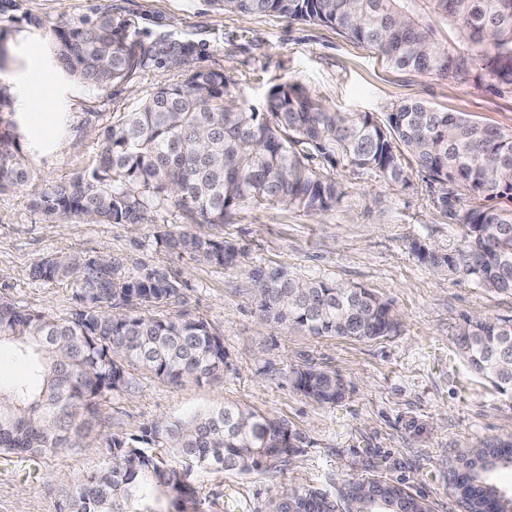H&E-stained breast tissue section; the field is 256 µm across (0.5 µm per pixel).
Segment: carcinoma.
Listing matches in <instances>:
<instances>
[{"label": "carcinoma", "instance_id": "obj_1", "mask_svg": "<svg viewBox=\"0 0 512 512\" xmlns=\"http://www.w3.org/2000/svg\"><path fill=\"white\" fill-rule=\"evenodd\" d=\"M207 2L246 15L335 27L398 70L462 81L488 78L512 87V0ZM420 2L447 21L456 40L443 44L435 38L417 13ZM52 39L69 76L102 88L126 80L152 57L127 41L110 14L56 26ZM191 54L189 45L180 51L182 81L159 86L138 110L100 132V152L89 172L45 186L31 207L51 220L104 224H154L171 207L194 224L213 225L241 206L324 214L336 208L343 192L314 158L403 184L410 163L439 186L437 208L461 233L454 252L418 246L420 257L479 288L512 292V207L495 204L512 202V131L421 101L400 104L380 124L367 114L316 105L291 84L273 88L267 111L256 112L236 102V83L224 73L191 67ZM16 129L11 100L0 91L1 193L30 177ZM157 239L169 250L223 268L242 256L224 238L189 229L160 231ZM33 276L72 282L82 306L67 319H54L0 297V347L28 367L25 381L0 385V452L36 456L68 447L91 430L101 401L126 388L133 368L172 385L201 383L224 371V339L207 321L148 314L182 298L178 281L164 269L128 276L110 258L72 253L43 257ZM252 279L258 311L278 325L359 340L397 329L390 305L360 287L300 281L277 269H256ZM464 326L458 339L463 357L495 386L512 390V324L466 317ZM293 384L320 404L333 405L344 394L338 376L316 367L294 371ZM301 443L286 422L235 404L155 420L137 437L106 438V466L79 478L56 512H156L167 493L193 505V468L250 473L288 458ZM156 448L176 453L185 469L168 467ZM471 455L495 461L452 473L469 512H486L489 505L512 512V498L490 482L492 468L512 465V441L486 442Z\"/></svg>", "mask_w": 512, "mask_h": 512}]
</instances>
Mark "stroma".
<instances>
[{"label": "stroma", "mask_w": 512, "mask_h": 512, "mask_svg": "<svg viewBox=\"0 0 512 512\" xmlns=\"http://www.w3.org/2000/svg\"><path fill=\"white\" fill-rule=\"evenodd\" d=\"M101 14L125 25L129 40L160 55L127 80L99 88L70 78L50 51V30L62 20ZM193 48V65L236 82L239 101L262 107L275 86L293 84L334 111L367 113L386 122L405 100L481 123L512 128V91L452 77L391 69L373 51L323 25L276 15H242L206 0H0V86L13 100L30 93L31 67L54 75L55 111L63 124L57 148L34 145L19 124L21 155L33 174L0 193V296L17 306L69 318L77 301L68 282L34 280L31 269L49 254L81 252L116 259L137 276L162 267L183 296L168 308L206 320L224 339L223 372L202 383L174 386L131 370L126 390L101 403L86 443L32 460L0 454V512H55L79 477L106 461L104 440L140 435L151 421L187 417L235 402L283 420L303 437L290 458L241 474L195 471L198 495L187 512H266L278 486L337 494L353 480L384 479L424 499L430 512H465L450 477L462 451L512 437V394L478 377L457 338L464 318L512 321V293L488 291L437 269L417 246L454 251L459 229L437 208V186L409 167L408 184L338 168L344 195L322 216L280 206L241 207L223 225L199 226L240 247L237 266L221 268L166 249L159 225L188 228L181 211L159 224H98L47 220L31 207L44 185L87 172L99 152V132L138 109L165 83L183 79L171 52ZM284 269L296 279H323L370 290L388 302L398 322L374 340L316 338L277 326L258 312L251 272ZM314 365L339 375L346 395L321 405L293 385L296 369Z\"/></svg>", "instance_id": "stroma-1"}]
</instances>
